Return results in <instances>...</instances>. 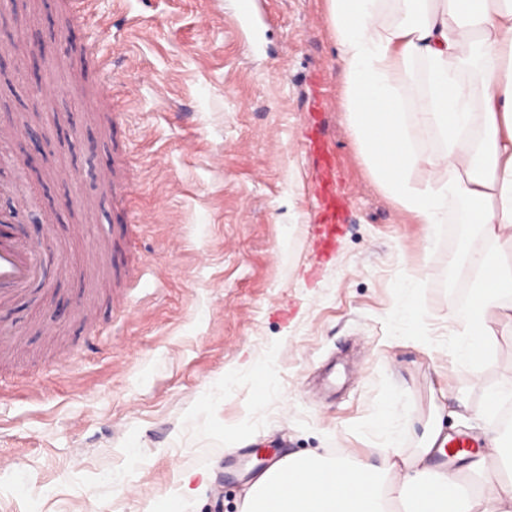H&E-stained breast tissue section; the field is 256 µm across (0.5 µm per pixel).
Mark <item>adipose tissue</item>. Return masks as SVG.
I'll return each mask as SVG.
<instances>
[{"mask_svg": "<svg viewBox=\"0 0 512 512\" xmlns=\"http://www.w3.org/2000/svg\"><path fill=\"white\" fill-rule=\"evenodd\" d=\"M329 26L341 62L343 110L354 142L380 186L427 226L448 221L461 204L464 221L486 245L467 250L476 273L463 318L449 317L457 337L450 351L460 366L483 363L489 317L512 331V264L499 243L512 241V0H329ZM423 64L426 91L412 98L407 76ZM422 126L440 142L418 147ZM428 170L417 187L411 175ZM428 430L414 455L378 465L344 456L319 463L291 456L257 481L243 512H512V448L500 436L466 456L479 491H460L452 473L426 459L443 447Z\"/></svg>", "mask_w": 512, "mask_h": 512, "instance_id": "1", "label": "adipose tissue"}]
</instances>
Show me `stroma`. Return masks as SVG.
Listing matches in <instances>:
<instances>
[{
	"label": "stroma",
	"mask_w": 512,
	"mask_h": 512,
	"mask_svg": "<svg viewBox=\"0 0 512 512\" xmlns=\"http://www.w3.org/2000/svg\"><path fill=\"white\" fill-rule=\"evenodd\" d=\"M26 2L8 17L18 36L73 44L0 82V121L39 111L49 140L17 167L39 188L17 230L45 284L9 316L23 354L0 359V512H241L267 460L379 463L433 424L512 434V400L486 409L512 379V333L493 326L477 367L448 358L463 248L483 240L415 223L375 180L342 110L328 0H267L258 51L231 28L237 0H95L78 23L59 0ZM91 43L128 86L108 113L87 98L102 85ZM121 143L140 226L104 260L92 245L115 248L114 209L96 172Z\"/></svg>",
	"instance_id": "obj_1"
}]
</instances>
